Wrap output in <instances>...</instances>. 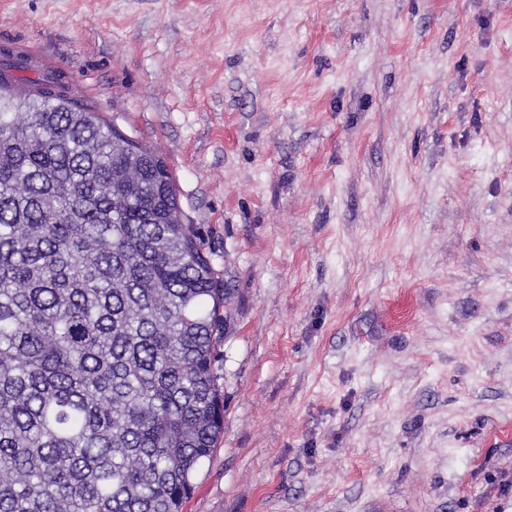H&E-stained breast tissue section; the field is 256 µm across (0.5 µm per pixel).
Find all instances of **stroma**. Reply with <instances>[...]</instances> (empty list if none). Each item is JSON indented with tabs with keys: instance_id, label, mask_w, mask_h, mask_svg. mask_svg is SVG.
Returning a JSON list of instances; mask_svg holds the SVG:
<instances>
[{
	"instance_id": "35a3bbf8",
	"label": "stroma",
	"mask_w": 512,
	"mask_h": 512,
	"mask_svg": "<svg viewBox=\"0 0 512 512\" xmlns=\"http://www.w3.org/2000/svg\"><path fill=\"white\" fill-rule=\"evenodd\" d=\"M21 44L229 290L183 512H512V0H0Z\"/></svg>"
}]
</instances>
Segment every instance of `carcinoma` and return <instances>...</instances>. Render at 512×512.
Returning <instances> with one entry per match:
<instances>
[{"label":"carcinoma","mask_w":512,"mask_h":512,"mask_svg":"<svg viewBox=\"0 0 512 512\" xmlns=\"http://www.w3.org/2000/svg\"><path fill=\"white\" fill-rule=\"evenodd\" d=\"M0 64V512H182L227 289L158 155Z\"/></svg>","instance_id":"cac0c4a2"}]
</instances>
